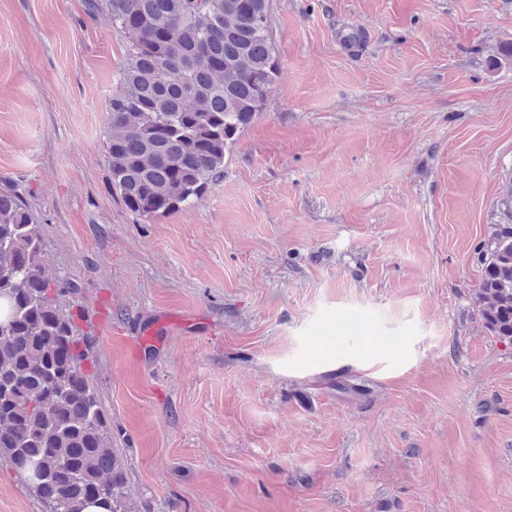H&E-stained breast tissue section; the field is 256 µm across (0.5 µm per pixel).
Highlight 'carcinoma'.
Masks as SVG:
<instances>
[{
  "label": "carcinoma",
  "mask_w": 512,
  "mask_h": 512,
  "mask_svg": "<svg viewBox=\"0 0 512 512\" xmlns=\"http://www.w3.org/2000/svg\"><path fill=\"white\" fill-rule=\"evenodd\" d=\"M110 16L127 56L107 118L112 192L151 219L191 206L223 172L225 148L262 108L275 81L270 0H87ZM485 327L512 343V224L478 248ZM60 285L37 220L0 188V458H31L28 483L45 512L99 501L129 512L124 463L75 351Z\"/></svg>",
  "instance_id": "carcinoma-1"
}]
</instances>
